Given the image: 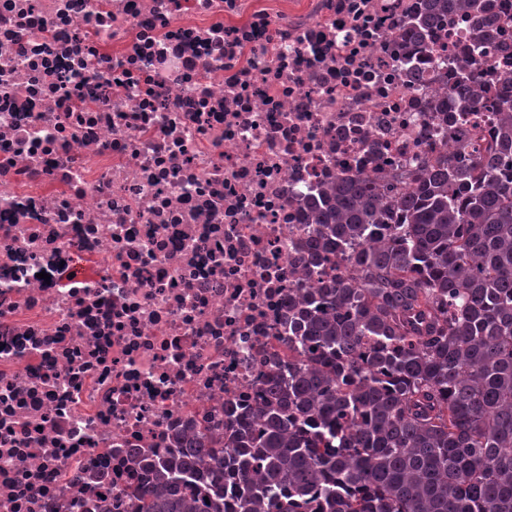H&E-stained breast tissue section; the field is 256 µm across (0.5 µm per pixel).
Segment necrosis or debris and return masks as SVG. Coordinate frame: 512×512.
<instances>
[{"mask_svg": "<svg viewBox=\"0 0 512 512\" xmlns=\"http://www.w3.org/2000/svg\"><path fill=\"white\" fill-rule=\"evenodd\" d=\"M423 4L0 0V512L120 504L223 426L288 358L308 202L490 138L470 19L415 39ZM479 68L512 92V21Z\"/></svg>", "mask_w": 512, "mask_h": 512, "instance_id": "necrosis-or-debris-1", "label": "necrosis or debris"}]
</instances>
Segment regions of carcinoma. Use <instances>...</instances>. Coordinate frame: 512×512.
Returning a JSON list of instances; mask_svg holds the SVG:
<instances>
[{
    "label": "carcinoma",
    "instance_id": "carcinoma-1",
    "mask_svg": "<svg viewBox=\"0 0 512 512\" xmlns=\"http://www.w3.org/2000/svg\"><path fill=\"white\" fill-rule=\"evenodd\" d=\"M451 8L479 52L507 22L486 0H427L415 34ZM458 71L476 93L470 61ZM488 108L494 138L404 184L321 191L306 254L320 277L283 320L296 359L224 408L225 431L133 458L127 512H512V95ZM76 505L113 512L110 495Z\"/></svg>",
    "mask_w": 512,
    "mask_h": 512
}]
</instances>
